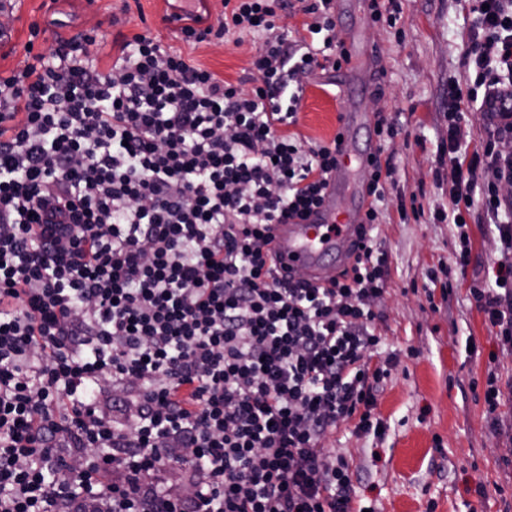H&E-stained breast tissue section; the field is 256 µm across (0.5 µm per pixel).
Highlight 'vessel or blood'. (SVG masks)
<instances>
[{
    "mask_svg": "<svg viewBox=\"0 0 512 512\" xmlns=\"http://www.w3.org/2000/svg\"><path fill=\"white\" fill-rule=\"evenodd\" d=\"M356 115H346L341 133L340 164L333 173L324 202L308 219L297 224H277L272 229L277 269L292 267L304 270L315 283H323L329 272L325 259L343 266L349 262L351 246L357 239L356 227L364 217L367 205L358 201L345 207L341 199L345 190L353 188L355 168L364 166L368 154L355 150L351 129L360 124Z\"/></svg>",
    "mask_w": 512,
    "mask_h": 512,
    "instance_id": "b4317fda",
    "label": "vessel or blood"
}]
</instances>
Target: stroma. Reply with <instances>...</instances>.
<instances>
[{
    "mask_svg": "<svg viewBox=\"0 0 512 512\" xmlns=\"http://www.w3.org/2000/svg\"><path fill=\"white\" fill-rule=\"evenodd\" d=\"M396 26L360 21L336 12V38L344 48L360 43L371 55L381 94L368 87L346 101L338 87L341 71L316 70L303 76L304 94L297 133L330 141L338 115L355 107L367 117L399 115L404 130L386 147L393 158L396 186L380 217L379 237L388 255L389 281L380 301L384 353L398 360L375 413L386 426L382 437L352 434L341 425L329 441L353 457L360 469L357 491L372 512H512V351L502 349L484 317L469 302V289L484 280L499 253V242L481 211L468 220L471 263L450 294L425 291L429 270L451 264L457 229L436 221L451 212L448 195V89L472 84L471 0H399ZM162 0H0V71L20 69L24 46L50 47L98 27L102 51L113 42L148 33L182 51L195 64L251 88L252 39L189 44L168 35L161 23ZM42 33L30 39L29 28ZM414 203L421 217L400 221L399 202ZM478 353L467 356L466 338ZM495 373L501 405L488 414L483 394Z\"/></svg>",
    "mask_w": 512,
    "mask_h": 512,
    "instance_id": "stroma-1",
    "label": "stroma"
}]
</instances>
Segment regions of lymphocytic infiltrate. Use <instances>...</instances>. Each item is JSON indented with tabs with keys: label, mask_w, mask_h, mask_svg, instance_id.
Masks as SVG:
<instances>
[{
	"label": "lymphocytic infiltrate",
	"mask_w": 512,
	"mask_h": 512,
	"mask_svg": "<svg viewBox=\"0 0 512 512\" xmlns=\"http://www.w3.org/2000/svg\"><path fill=\"white\" fill-rule=\"evenodd\" d=\"M308 15L303 36L281 11ZM334 0H224L219 26L188 12L187 40L257 39L243 89L148 34L102 66L98 32L56 38L0 76V512H356L354 473L327 441L380 432L376 235L391 156L369 163L365 245L317 287L280 278L273 225L323 203L336 141L296 133L302 74L336 70ZM482 98L450 93V273L466 217L500 242L470 289L512 350V0H474ZM489 132L463 147L471 105ZM120 388L104 395L102 379ZM190 484L171 500L170 480Z\"/></svg>",
	"instance_id": "lymphocytic-infiltrate-1"
}]
</instances>
